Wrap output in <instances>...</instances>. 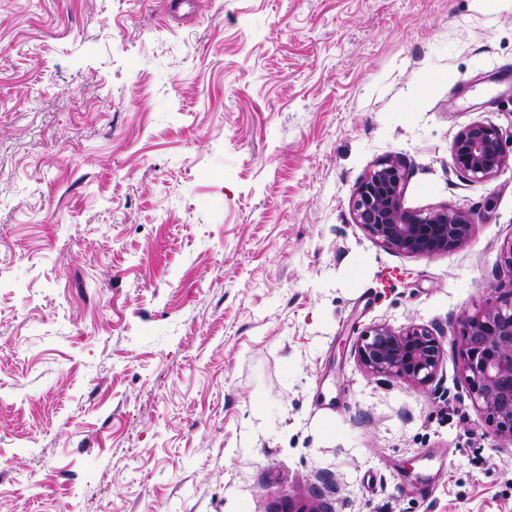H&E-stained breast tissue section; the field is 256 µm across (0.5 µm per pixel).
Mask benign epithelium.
<instances>
[{
    "instance_id": "7a95c632",
    "label": "benign epithelium",
    "mask_w": 512,
    "mask_h": 512,
    "mask_svg": "<svg viewBox=\"0 0 512 512\" xmlns=\"http://www.w3.org/2000/svg\"><path fill=\"white\" fill-rule=\"evenodd\" d=\"M450 152L454 169L469 181H489L509 161L502 131L485 122L460 130ZM404 187L403 162L393 158L378 162L356 187L355 223L379 243L406 255L443 256L469 242L473 213L408 210L402 202ZM457 345L470 394L497 436L512 442V311L487 302L476 314L461 319ZM355 355L370 376L427 385L438 372L444 347L440 336L425 326L412 324L396 331L378 324L362 334Z\"/></svg>"
}]
</instances>
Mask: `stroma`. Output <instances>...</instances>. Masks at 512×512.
<instances>
[{"instance_id": "1", "label": "stroma", "mask_w": 512, "mask_h": 512, "mask_svg": "<svg viewBox=\"0 0 512 512\" xmlns=\"http://www.w3.org/2000/svg\"><path fill=\"white\" fill-rule=\"evenodd\" d=\"M512 0H0V512H512L459 321L512 299ZM470 210L445 256L356 224ZM423 325L417 386L369 326ZM450 152L454 169L469 181H489L509 161L502 131L485 122H474L460 130ZM405 165L398 159L378 162L358 183L352 214L379 243L406 255L443 256L472 237L475 217L467 210L419 213L404 207ZM355 347V355L373 377L398 378L416 385L433 381L444 357L439 335L412 324L400 331L385 324L368 328Z\"/></svg>"}]
</instances>
